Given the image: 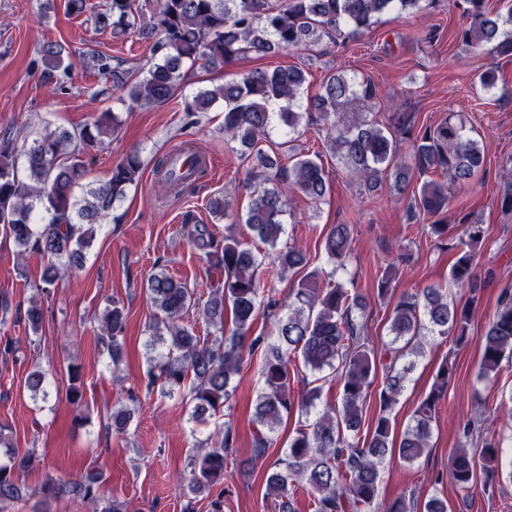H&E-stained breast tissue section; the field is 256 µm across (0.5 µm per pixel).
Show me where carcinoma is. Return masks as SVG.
Returning a JSON list of instances; mask_svg holds the SVG:
<instances>
[{"label":"carcinoma","instance_id":"cac0c4a2","mask_svg":"<svg viewBox=\"0 0 512 512\" xmlns=\"http://www.w3.org/2000/svg\"><path fill=\"white\" fill-rule=\"evenodd\" d=\"M150 10L136 0H109L93 16L101 30L114 35L135 34L153 38L154 62L129 82L125 73L113 68L112 82L121 101L151 105L169 99L198 62L222 66L243 55L265 57L308 47L326 39L332 43L372 27L389 13L412 11L421 0H153ZM457 39L465 46L482 49L500 57L512 56V4L505 13H494L487 0H463ZM41 59L48 77L69 75L73 67L63 47L46 42ZM307 78L303 69L278 67L255 69L237 79L198 91L186 103L185 112H207L224 105V138L240 146L250 177L258 188L238 219L266 246L264 253L226 238L219 241L207 225L196 226L193 244L204 251L209 269L217 274L206 300L195 289L165 271L152 274L147 291L155 312L146 342L147 388L160 387L172 395L187 391L192 410L190 420L205 421L230 402L245 355L260 354L263 386L258 392L253 421L272 432L283 419L296 414L305 418L288 446L273 463L267 477L268 493L281 499L280 512H295L293 490L303 482L314 497V512H448V501L431 496L424 502L399 496L385 504L378 502L379 483L387 461L393 456L409 464L429 448L440 404L445 400L455 362L443 360L436 370L427 396L417 405L411 420L399 434L389 416L404 391L428 337L451 339L457 347L469 342L471 316L480 300L484 281L478 277L475 258L485 237L481 224H468L466 239L456 244V260L449 281L468 289L463 305L447 291L428 286L399 297L389 318L391 343L381 349L370 344L365 325L358 320L364 309L363 297L341 283L322 282L333 278L317 268L298 280L297 287L282 298L265 293L258 272L270 260L282 274L309 265L303 249L279 246L286 233L288 190L296 189L306 198L322 201L331 191L329 175L317 154H304L288 146L290 166L281 164L277 154L265 146L273 130L288 136L298 129L303 115H316L329 122L330 151L344 170L364 177L369 192L379 189L382 176L391 187L405 190L415 175L439 174L445 181L425 180L411 198L414 214L439 216L448 209L453 187L470 182L486 165L477 141L466 139L461 127L448 116L435 129H418L398 117L391 125L361 117L373 111L375 89L366 80L330 73L312 95H303ZM119 126L117 116L80 127H59L32 141L0 138V233L12 239L20 252H37L48 259L41 284L36 290L49 294L55 282L83 266L86 252L95 239L96 226L124 200L143 170L137 151L127 154L112 167L106 179L85 181L86 150L104 134V122ZM409 143L407 155L401 144ZM186 161L175 165L176 157L161 159L157 172L162 187L180 193L205 173L201 156L184 152ZM24 158L25 176H20L19 158ZM348 224H333L323 238V249L334 268H343L351 251ZM398 275L392 265L378 280V293L385 297ZM273 317L275 339L265 342L257 336L247 340L259 310ZM198 313L219 335L198 336L183 323L190 311ZM232 328L225 333L224 320ZM126 318L112 303L103 316L99 341L112 361L113 369L123 361ZM512 359V290L504 288L489 320L482 341L479 376L485 379L499 372ZM299 360L316 375L339 385L336 406L317 414L316 401L322 386L311 387L296 396L290 387V365ZM383 372L378 391L380 415L374 427L363 431L365 403L377 372ZM46 373L32 371L26 381L33 396L48 398L44 389ZM133 410L112 409V429L124 432ZM0 447L8 462L0 463V509L23 498V488L14 472L30 467L35 454L18 456L11 439L0 427ZM228 436L217 434L193 460L187 483L190 495L182 512H194L195 498L213 491L224 479ZM501 445L482 440V460L495 478ZM103 472L87 470L73 479L48 478L41 494L46 499L69 498L93 507L99 505ZM430 481L444 482L467 498L477 481L474 457L463 448L455 449L448 468L433 474Z\"/></svg>","mask_w":512,"mask_h":512}]
</instances>
